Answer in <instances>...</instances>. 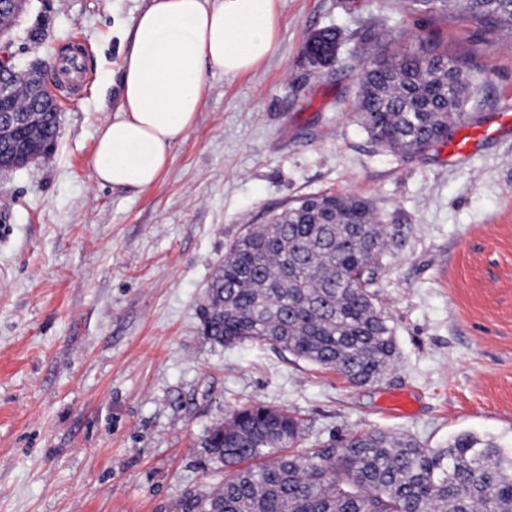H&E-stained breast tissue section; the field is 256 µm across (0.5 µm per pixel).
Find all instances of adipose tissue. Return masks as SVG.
Instances as JSON below:
<instances>
[{
  "label": "adipose tissue",
  "mask_w": 512,
  "mask_h": 512,
  "mask_svg": "<svg viewBox=\"0 0 512 512\" xmlns=\"http://www.w3.org/2000/svg\"><path fill=\"white\" fill-rule=\"evenodd\" d=\"M276 0H150L124 48L122 102L90 166L113 187L146 188L172 161L199 110L205 75L237 76L275 50Z\"/></svg>",
  "instance_id": "adipose-tissue-1"
}]
</instances>
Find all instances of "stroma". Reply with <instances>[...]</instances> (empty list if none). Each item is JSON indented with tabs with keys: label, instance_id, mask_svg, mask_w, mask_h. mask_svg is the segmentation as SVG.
I'll return each instance as SVG.
<instances>
[{
	"label": "stroma",
	"instance_id": "stroma-1",
	"mask_svg": "<svg viewBox=\"0 0 512 512\" xmlns=\"http://www.w3.org/2000/svg\"><path fill=\"white\" fill-rule=\"evenodd\" d=\"M148 0H28L10 32L20 66L73 47L77 77L48 78L61 108L49 157L0 173V512H177L222 475L202 442L235 408L283 409L300 450L371 430L429 448L471 432L512 445V46L463 21L392 10L403 49L433 39L483 69L472 118L494 137L462 161L374 146L351 112V57L374 41L375 0H277L278 49L210 74L186 139L144 188L99 184L101 125L121 103L124 35ZM333 25L335 65L308 37ZM41 30V43L29 39ZM371 200L402 244L374 290L400 358L381 383L269 345L221 346L199 306L250 224L302 195ZM341 32L335 27L315 31L305 45L306 54L315 67L325 68L336 62Z\"/></svg>",
	"mask_w": 512,
	"mask_h": 512
}]
</instances>
